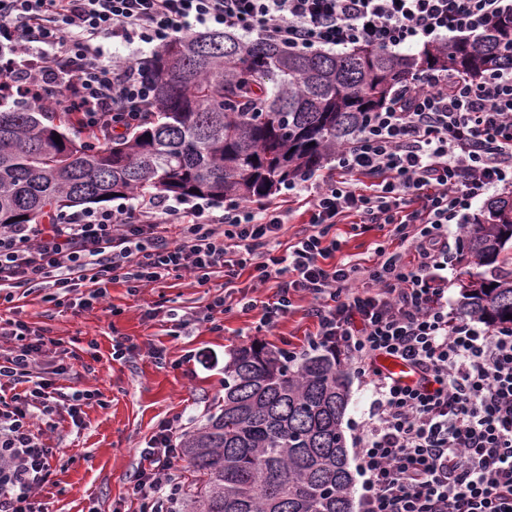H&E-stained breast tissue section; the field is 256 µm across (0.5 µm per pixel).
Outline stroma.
Listing matches in <instances>:
<instances>
[{
	"label": "stroma",
	"instance_id": "stroma-1",
	"mask_svg": "<svg viewBox=\"0 0 512 512\" xmlns=\"http://www.w3.org/2000/svg\"><path fill=\"white\" fill-rule=\"evenodd\" d=\"M332 232L344 253L365 265L373 262L376 243L386 239L385 230L375 226L358 234L351 225L338 224ZM217 293L214 287H196L186 276L174 287H148L133 294L123 284L111 285L105 301L77 314L43 303L38 291L14 306L0 305V317L27 321L50 338L40 358L41 371L52 370L63 347L95 367L91 374L74 367L60 381L74 390L94 391L95 396L83 407L85 429L73 430L64 420L46 435L48 444L63 449L64 456L37 494L44 512H114L124 503L139 465L138 450L156 425L179 414L192 429L221 404L224 365L236 346L259 340L283 349L300 348L313 330L304 315L309 301L298 298L294 312L271 330L258 329L256 313L235 309L223 315V331H208L198 319ZM168 305L186 320L174 336L164 311ZM124 337L139 344L140 352L113 358V342ZM150 344L165 348V362L150 357ZM189 351L197 353V360L183 362Z\"/></svg>",
	"mask_w": 512,
	"mask_h": 512
}]
</instances>
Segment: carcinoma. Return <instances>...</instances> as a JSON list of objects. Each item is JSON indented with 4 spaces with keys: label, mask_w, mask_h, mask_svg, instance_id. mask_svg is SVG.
Here are the masks:
<instances>
[{
    "label": "carcinoma",
    "mask_w": 512,
    "mask_h": 512,
    "mask_svg": "<svg viewBox=\"0 0 512 512\" xmlns=\"http://www.w3.org/2000/svg\"><path fill=\"white\" fill-rule=\"evenodd\" d=\"M442 68L472 79L512 70V12L416 55L372 46L296 52L220 31L180 35L154 55L151 112L115 140L76 141L43 112L0 111V227L133 193L266 199L320 170L396 87ZM511 240L512 199L492 200L465 236L461 260L492 266ZM461 295V314L512 325V275L479 274ZM348 402L333 348L291 361L265 344L235 347L219 412L180 438L191 471L184 512H352Z\"/></svg>",
    "instance_id": "cac0c4a2"
}]
</instances>
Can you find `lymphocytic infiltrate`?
Instances as JSON below:
<instances>
[{"label": "lymphocytic infiltrate", "instance_id": "lymphocytic-infiltrate-1", "mask_svg": "<svg viewBox=\"0 0 512 512\" xmlns=\"http://www.w3.org/2000/svg\"><path fill=\"white\" fill-rule=\"evenodd\" d=\"M505 0H0V106L52 101L101 140L144 119L154 89L150 57L106 59L101 39L160 48L194 26L219 27L293 51L435 45L478 32ZM336 173L282 187L279 204L225 200L202 207L142 200L80 211L50 224L0 228V305L41 291L57 308L87 309L110 285L136 292L183 274L220 277L228 292L203 321L221 328L233 306L272 329L296 295L316 325L306 349L336 347L374 399L355 438L362 492L357 512H512V326H479L448 309L449 236L474 200L512 185V71L474 80L435 70L400 86L353 142ZM366 180L367 188L356 187ZM306 198L310 228L289 245L288 199ZM386 228L372 264L337 260L330 237L347 219ZM249 289L232 297L242 274ZM275 283V300L254 289ZM0 512H43L36 493L58 455L46 429L64 414L84 429L92 391L63 392L38 369L46 339L25 321H0ZM404 362L407 384L384 370ZM42 428H35V421ZM180 417L159 422L127 489L138 512H178Z\"/></svg>", "mask_w": 512, "mask_h": 512}]
</instances>
